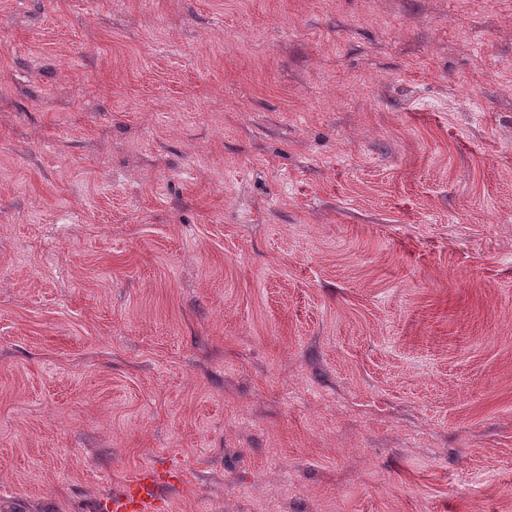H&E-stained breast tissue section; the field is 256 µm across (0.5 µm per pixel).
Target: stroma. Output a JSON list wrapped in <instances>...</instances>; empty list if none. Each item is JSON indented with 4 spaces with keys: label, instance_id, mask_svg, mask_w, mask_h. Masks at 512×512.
Returning <instances> with one entry per match:
<instances>
[{
    "label": "stroma",
    "instance_id": "obj_1",
    "mask_svg": "<svg viewBox=\"0 0 512 512\" xmlns=\"http://www.w3.org/2000/svg\"><path fill=\"white\" fill-rule=\"evenodd\" d=\"M512 512V0H0V512ZM133 483L126 491L107 497L102 502V509L108 512H154L158 510L165 482L159 481L152 473H147Z\"/></svg>",
    "mask_w": 512,
    "mask_h": 512
}]
</instances>
